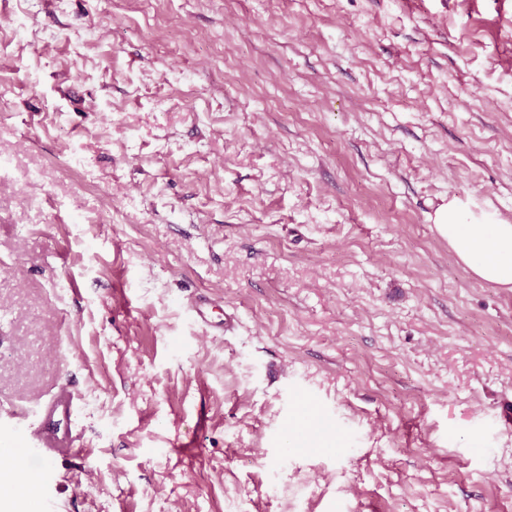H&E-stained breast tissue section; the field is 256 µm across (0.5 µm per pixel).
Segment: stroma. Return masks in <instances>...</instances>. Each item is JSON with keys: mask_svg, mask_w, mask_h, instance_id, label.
Wrapping results in <instances>:
<instances>
[{"mask_svg": "<svg viewBox=\"0 0 512 512\" xmlns=\"http://www.w3.org/2000/svg\"><path fill=\"white\" fill-rule=\"evenodd\" d=\"M0 155L10 512H512V0H0ZM435 225L475 276L512 288V224H498L491 215L477 218L466 204L452 199L437 212ZM33 440L36 443L33 454L37 456L42 462L48 466V470L51 467L52 459L56 448H60L61 441L52 436L33 434Z\"/></svg>", "mask_w": 512, "mask_h": 512, "instance_id": "stroma-1", "label": "stroma"}]
</instances>
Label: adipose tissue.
<instances>
[{
  "label": "adipose tissue",
  "mask_w": 512,
  "mask_h": 512,
  "mask_svg": "<svg viewBox=\"0 0 512 512\" xmlns=\"http://www.w3.org/2000/svg\"><path fill=\"white\" fill-rule=\"evenodd\" d=\"M435 225L475 276L512 288V224L497 223L490 215L476 217L466 204L453 199L438 211Z\"/></svg>",
  "instance_id": "ef3b65f1"
}]
</instances>
